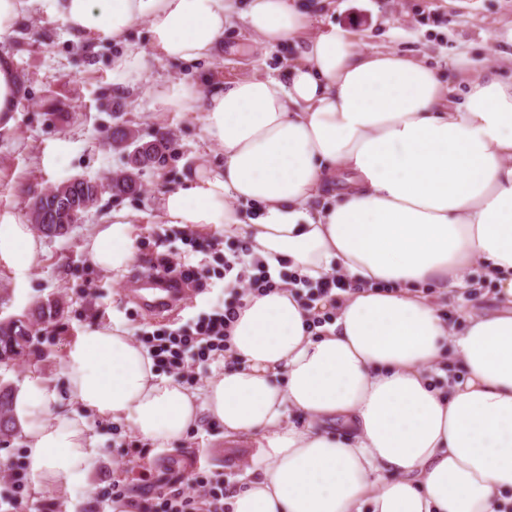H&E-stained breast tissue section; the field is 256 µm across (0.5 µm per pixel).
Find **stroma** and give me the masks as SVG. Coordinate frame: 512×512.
Instances as JSON below:
<instances>
[{
	"instance_id": "stroma-1",
	"label": "stroma",
	"mask_w": 512,
	"mask_h": 512,
	"mask_svg": "<svg viewBox=\"0 0 512 512\" xmlns=\"http://www.w3.org/2000/svg\"><path fill=\"white\" fill-rule=\"evenodd\" d=\"M364 35L368 50H397L425 55L442 79L460 81L470 62H495L512 56V0H326L310 14L306 36L329 25ZM120 47L111 42L78 40L46 9L24 18L10 40L0 43V61H10L19 77V100L10 125H0V210L26 215L29 192L72 177L92 181L121 172L124 159L107 135L115 126L137 130L140 138L170 136L165 157L143 171L141 194H103L64 239H47L37 264L27 271L0 260V319L21 315L30 307L57 299L62 312L41 324L31 350L11 366H0V381L13 388L50 384L63 388L62 360L79 334L92 325L120 323L128 332L151 323L136 298L130 273L117 274L93 265L85 242L95 224L114 209L141 214L133 234L136 262H151L184 251L185 229L160 221L161 196L201 166L213 163L212 148L202 137L196 111H172L155 103L153 93L166 82L192 85L247 77L265 66L287 68L294 57L291 43L261 46L244 22L224 34L222 58L193 71L146 51L144 81L129 87L112 66ZM56 110H48V100ZM66 141L67 152L55 166L40 163ZM89 431L98 440L97 460L86 479L68 487L57 482L34 489L20 480L19 492L29 512H96L95 494L129 466L128 452L142 451L143 466L172 453L196 458L197 470L219 471L225 486L250 462L252 439L228 441L220 424L202 421L189 440L158 448L137 437L128 423L93 418Z\"/></svg>"
}]
</instances>
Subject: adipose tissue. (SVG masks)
Instances as JSON below:
<instances>
[{
    "mask_svg": "<svg viewBox=\"0 0 512 512\" xmlns=\"http://www.w3.org/2000/svg\"><path fill=\"white\" fill-rule=\"evenodd\" d=\"M39 4L72 34L122 42L113 65L133 83L143 50L129 34L143 20L153 51L185 65L212 63L237 16L265 46L300 41L283 74L158 92L166 108L198 104L219 159L167 188L162 218L244 239L272 276L335 275L357 290L314 330L293 291L243 297L232 361L197 390L157 373L126 329L87 328L62 362L65 395L14 396L33 487L85 480L91 418L126 421L161 448L207 419L257 442L231 512L512 508V76L488 64L446 83L335 25L304 38L300 0H0V42ZM140 219L112 210L86 241L90 261L125 270ZM41 253L26 220L0 211V258L26 270ZM487 281L503 310L455 325L428 295ZM454 367L464 380L444 383Z\"/></svg>",
    "mask_w": 512,
    "mask_h": 512,
    "instance_id": "adipose-tissue-1",
    "label": "adipose tissue"
}]
</instances>
